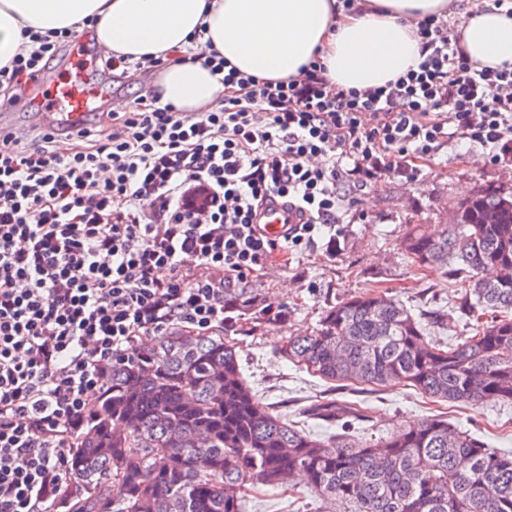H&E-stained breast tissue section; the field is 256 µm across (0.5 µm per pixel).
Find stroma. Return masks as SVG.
Returning <instances> with one entry per match:
<instances>
[{"label": "stroma", "instance_id": "obj_1", "mask_svg": "<svg viewBox=\"0 0 512 512\" xmlns=\"http://www.w3.org/2000/svg\"><path fill=\"white\" fill-rule=\"evenodd\" d=\"M38 93L30 82L14 85L0 98L6 113L1 120L15 127L38 130L37 110L23 109L24 101ZM481 148L453 141L419 165L417 175L395 170L385 174L363 196L366 220L342 227L334 252L325 240L290 255L287 262L267 265L249 283L261 299L287 306L284 321H253L229 331L238 344L243 375L258 398L288 423L314 434H327L325 423L306 413L313 402L333 397L365 408L371 419L355 423L353 434L362 441L375 440L430 418L447 414L450 423L481 436L488 447L512 452V404L489 400L479 406L435 403L415 389L398 386L386 391L352 386L332 388L326 381L296 367L280 354L289 337L312 331L329 307L353 296L385 290L402 299L415 312H439L438 324L429 328L432 338L452 342L465 334L466 325L453 307L465 293L462 283L445 278L439 270L421 269L401 253L399 242L405 224L444 223L449 204L469 196L484 182L512 183V152L499 163L479 161ZM243 512H347L344 504L322 502L303 481L278 490L250 491Z\"/></svg>", "mask_w": 512, "mask_h": 512}]
</instances>
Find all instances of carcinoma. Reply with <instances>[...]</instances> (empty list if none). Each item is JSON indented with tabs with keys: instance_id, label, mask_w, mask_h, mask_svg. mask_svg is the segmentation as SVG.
<instances>
[{
	"instance_id": "1",
	"label": "carcinoma",
	"mask_w": 512,
	"mask_h": 512,
	"mask_svg": "<svg viewBox=\"0 0 512 512\" xmlns=\"http://www.w3.org/2000/svg\"><path fill=\"white\" fill-rule=\"evenodd\" d=\"M402 254L468 282L471 334L444 346L384 292L325 311L288 340L289 360L334 384L400 385L439 401H512V186L479 185L447 224H408ZM306 413L324 440L285 422L243 377L235 343L175 329L112 362L99 404L70 446V512H242L247 486L300 473L354 512H512V454L435 415L374 443L344 430L368 415L325 398ZM178 429V436L172 429Z\"/></svg>"
}]
</instances>
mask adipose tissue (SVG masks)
<instances>
[{"label":"adipose tissue","mask_w":512,"mask_h":512,"mask_svg":"<svg viewBox=\"0 0 512 512\" xmlns=\"http://www.w3.org/2000/svg\"><path fill=\"white\" fill-rule=\"evenodd\" d=\"M461 0H0V67L24 46L23 29L47 34L93 21L112 55L165 56L153 89L181 112L221 107L224 86L202 60L189 58L194 37L211 42L230 65L264 79L289 78L320 57L330 83L380 86L416 68L418 24L449 15ZM478 66L512 65V11L478 9L459 29Z\"/></svg>","instance_id":"ef3b65f1"}]
</instances>
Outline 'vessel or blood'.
Listing matches in <instances>:
<instances>
[{"mask_svg":"<svg viewBox=\"0 0 512 512\" xmlns=\"http://www.w3.org/2000/svg\"><path fill=\"white\" fill-rule=\"evenodd\" d=\"M92 50L83 38H76L69 53L66 69L68 79H49L37 100L43 108V124L47 131H72L85 125L90 112L99 103L112 102L107 87L90 77L86 61ZM295 214L281 204L270 205L261 217L270 233H279L282 225L296 223Z\"/></svg>","mask_w":512,"mask_h":512,"instance_id":"1","label":"vessel or blood"}]
</instances>
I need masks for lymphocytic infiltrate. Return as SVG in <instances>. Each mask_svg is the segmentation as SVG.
<instances>
[{
  "mask_svg": "<svg viewBox=\"0 0 512 512\" xmlns=\"http://www.w3.org/2000/svg\"><path fill=\"white\" fill-rule=\"evenodd\" d=\"M417 68L379 87H336L313 58L295 78L222 75L224 105L178 112L141 96L110 123L36 143L0 136V512H52L66 448L113 361L144 336L223 329L235 285L327 240L382 173L452 140L499 162L512 148V66L471 63L444 16L419 25ZM0 68V86L46 72L59 36ZM278 199L283 239L258 223Z\"/></svg>",
  "mask_w": 512,
  "mask_h": 512,
  "instance_id": "lymphocytic-infiltrate-1",
  "label": "lymphocytic infiltrate"
}]
</instances>
